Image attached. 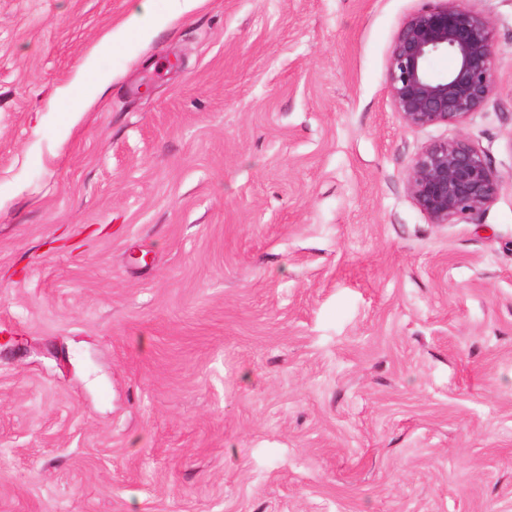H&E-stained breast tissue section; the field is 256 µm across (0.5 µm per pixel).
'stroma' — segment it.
<instances>
[{
    "label": "stroma",
    "instance_id": "obj_1",
    "mask_svg": "<svg viewBox=\"0 0 512 512\" xmlns=\"http://www.w3.org/2000/svg\"><path fill=\"white\" fill-rule=\"evenodd\" d=\"M141 0H0V512H512V0L463 125L387 65L424 0H207L77 123ZM498 174L434 224L407 172ZM206 0H170L166 11L154 17L153 24L139 30L136 41L122 39L127 25L120 24L115 31L108 32L99 42L91 57L78 69L70 86L62 90L68 100L65 112L77 115L84 112L86 106L93 102L102 87L112 81V71L101 67L98 58L111 56L118 51L134 52L139 44L149 41L159 29L168 27L185 12L204 4ZM406 182L411 199L434 224H451L479 213L499 191V178L484 151L466 137L425 145Z\"/></svg>",
    "mask_w": 512,
    "mask_h": 512
}]
</instances>
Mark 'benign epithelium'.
I'll use <instances>...</instances> for the list:
<instances>
[{
	"label": "benign epithelium",
	"mask_w": 512,
	"mask_h": 512,
	"mask_svg": "<svg viewBox=\"0 0 512 512\" xmlns=\"http://www.w3.org/2000/svg\"><path fill=\"white\" fill-rule=\"evenodd\" d=\"M452 68L428 67L438 55ZM495 48L488 19L464 0H427L401 24L388 60L387 84L405 126L423 129L462 125L494 90ZM407 190L433 224H450L479 213L495 200L499 178L484 151L466 137L425 145L407 173Z\"/></svg>",
	"instance_id": "1"
}]
</instances>
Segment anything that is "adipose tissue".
Here are the masks:
<instances>
[{
	"instance_id": "adipose-tissue-1",
	"label": "adipose tissue",
	"mask_w": 512,
	"mask_h": 512,
	"mask_svg": "<svg viewBox=\"0 0 512 512\" xmlns=\"http://www.w3.org/2000/svg\"><path fill=\"white\" fill-rule=\"evenodd\" d=\"M204 2L205 0H169L166 11L155 16L152 26L140 29L138 38L134 41L123 39L121 31L108 32L100 40L92 57L78 69L71 85L64 90L70 114L75 115L84 111L86 106L97 98L102 87L111 82L112 73L99 65V58L118 51H135L139 43L149 41L156 30L168 27L185 12Z\"/></svg>"
}]
</instances>
